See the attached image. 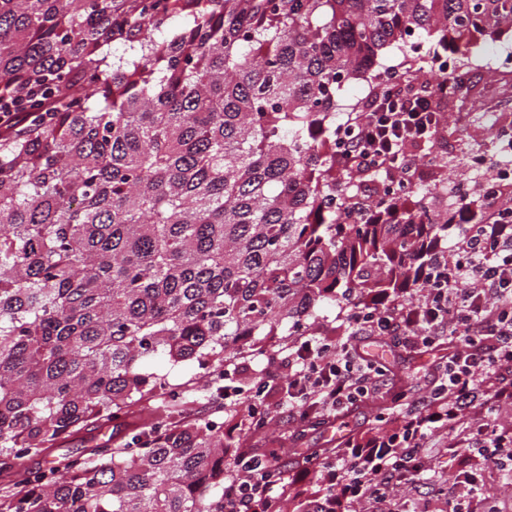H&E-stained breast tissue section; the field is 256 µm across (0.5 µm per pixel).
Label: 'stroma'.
<instances>
[{"label":"stroma","mask_w":512,"mask_h":512,"mask_svg":"<svg viewBox=\"0 0 512 512\" xmlns=\"http://www.w3.org/2000/svg\"><path fill=\"white\" fill-rule=\"evenodd\" d=\"M512 50V33H506L493 42L474 44L462 63L469 73L475 94L482 101L481 110H474L471 103L450 106L448 129L433 147H418L415 150L419 162L413 179L417 184L432 187L438 206H446L456 200V180H474L479 176L472 168V156H481L486 169L500 166L507 158L495 130V116L503 112L512 113V87L496 70L494 54L499 50ZM407 50L391 46L378 57L371 77L346 85L339 93L340 105L366 102L376 82L391 73L407 70ZM281 341L270 343L264 355L236 359L227 367L229 381L238 385L249 381H265L267 385L270 426L264 432L245 436L246 447L279 448L284 482L289 492H316L320 489L319 473H304L302 460L289 454L292 445L302 448H334L338 435L362 434L374 426L372 405L354 409L344 420L324 426L302 430L300 424L288 413L282 401L288 382V370L281 363L279 351ZM364 356L376 357L384 354L388 372L384 377L386 391L403 389L409 396H418L432 379V369L439 356L447 354V341H440L435 351L419 354L409 350L393 349L387 342L376 339L361 341ZM427 470L418 481L398 483L394 494L410 512H421L423 506H431L435 512H443L445 501L454 488L456 471L454 461L442 448L424 451Z\"/></svg>","instance_id":"1"}]
</instances>
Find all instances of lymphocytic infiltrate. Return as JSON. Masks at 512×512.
I'll return each mask as SVG.
<instances>
[{
	"instance_id": "1",
	"label": "lymphocytic infiltrate",
	"mask_w": 512,
	"mask_h": 512,
	"mask_svg": "<svg viewBox=\"0 0 512 512\" xmlns=\"http://www.w3.org/2000/svg\"><path fill=\"white\" fill-rule=\"evenodd\" d=\"M391 95H372L359 113L355 139L341 147L356 169L374 167L409 174L415 164L413 144L434 138L440 127L439 91L426 80L406 75L387 79ZM422 297L390 302L382 309L349 311L356 338L382 339L393 347L424 351L447 340L450 351L433 370V387L418 398L413 415L419 430L453 425L459 413L476 403L488 382L501 398H512V216L496 215L479 234L463 236L452 253L436 255L421 278ZM288 412L304 420L318 411L328 419L366 404L379 393L382 368L370 364L357 346L332 349L317 336H302L289 346ZM480 448H459L451 512H492L481 492L483 463L512 465V448L488 425ZM349 489L338 498L357 512L365 501L388 503L392 481L424 470L421 448H367ZM239 464L224 483V512H260L276 487L274 458L253 461L239 454Z\"/></svg>"
}]
</instances>
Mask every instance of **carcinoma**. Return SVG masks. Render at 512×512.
Returning a JSON list of instances; mask_svg holds the SVG:
<instances>
[{
	"mask_svg": "<svg viewBox=\"0 0 512 512\" xmlns=\"http://www.w3.org/2000/svg\"><path fill=\"white\" fill-rule=\"evenodd\" d=\"M505 29L512 0H0V103L33 113L0 126V512H224V449L244 447L218 416L224 364L319 303L414 299L449 226L512 205L510 186L440 210L374 170L351 219L339 92L389 46L425 34L457 58ZM461 75L434 78L445 104L472 96ZM158 355L204 371L214 412L188 417L197 396L141 369ZM375 420L355 447L414 433ZM88 424L124 443L31 466Z\"/></svg>",
	"mask_w": 512,
	"mask_h": 512,
	"instance_id": "cac0c4a2",
	"label": "carcinoma"
}]
</instances>
